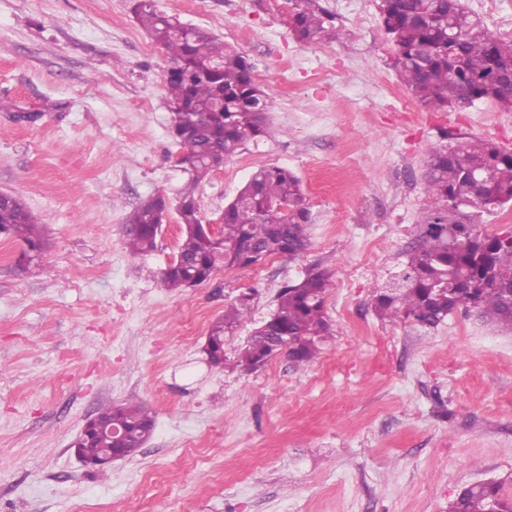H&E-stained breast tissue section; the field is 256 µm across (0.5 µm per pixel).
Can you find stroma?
<instances>
[{"label":"stroma","instance_id":"obj_1","mask_svg":"<svg viewBox=\"0 0 512 512\" xmlns=\"http://www.w3.org/2000/svg\"><path fill=\"white\" fill-rule=\"evenodd\" d=\"M155 3L244 53L274 103L270 137L198 186L205 223L277 165L301 181L308 248L164 288L177 217L147 255L128 251L124 219L186 179L165 52L132 0H0V192L25 200L48 241L21 271L22 243L0 240V512H448L461 487L491 481L512 496V330L472 307L434 327L373 308L433 205L429 152L462 138L512 148V112L420 106L376 0H320L341 37L309 46L288 0ZM314 265L330 276L321 354L241 371L281 287ZM245 293L252 312L211 367L210 325ZM112 403L145 405L154 433L135 457L85 468L73 442Z\"/></svg>","mask_w":512,"mask_h":512}]
</instances>
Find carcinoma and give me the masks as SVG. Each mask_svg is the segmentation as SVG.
<instances>
[{
	"instance_id": "1",
	"label": "carcinoma",
	"mask_w": 512,
	"mask_h": 512,
	"mask_svg": "<svg viewBox=\"0 0 512 512\" xmlns=\"http://www.w3.org/2000/svg\"><path fill=\"white\" fill-rule=\"evenodd\" d=\"M288 27L302 44L336 39L332 17L319 0H289ZM382 27L396 53L403 83L415 100L433 112H456L476 101H489L512 112V41H506L475 18L463 0H380ZM134 19L173 63L165 75L170 133L184 150L189 181L176 211L181 237L176 267L161 273L172 290L209 281L224 268L251 267L271 256L295 259L308 247L311 221L299 179L288 169L261 166L237 197L224 207L218 237L203 230L196 187L248 143L269 133L271 97L256 83L253 66L235 48L205 28L184 27L161 13L154 0H134ZM425 192L433 206L418 220L419 239L407 254L398 278L374 296L382 317L413 318L432 327L460 307L472 306L483 317L512 329V242L500 235L474 233L468 210L493 211L512 204V149L487 140L463 139L432 150L426 160ZM170 208L167 197L151 196L125 220L126 246L144 255L156 248ZM18 237L28 248L45 250L41 226L18 196L0 203V237ZM329 274L318 266L302 281L280 290L275 313L256 328L238 357L268 356L288 340V357L296 365L313 362L332 335L324 312ZM244 294L224 308L208 337L210 363H224V336L251 309ZM99 414L128 433L126 456L134 457L151 437L155 420L140 404L104 406ZM112 447L98 436L81 444L88 459ZM512 512V497L502 486L479 483L460 490L448 512Z\"/></svg>"
}]
</instances>
